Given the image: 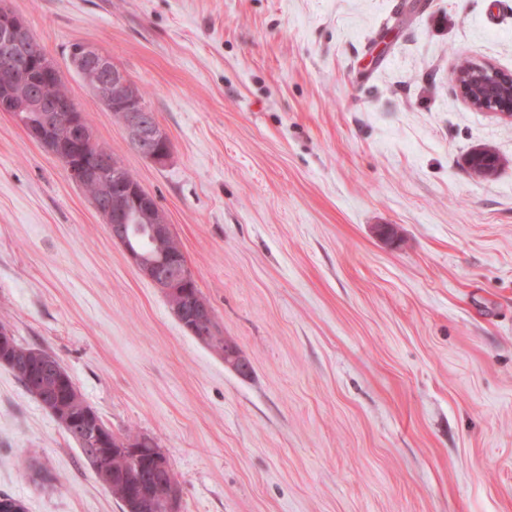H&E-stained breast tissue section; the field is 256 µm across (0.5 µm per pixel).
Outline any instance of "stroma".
I'll return each instance as SVG.
<instances>
[{"instance_id":"35a3bbf8","label":"stroma","mask_w":512,"mask_h":512,"mask_svg":"<svg viewBox=\"0 0 512 512\" xmlns=\"http://www.w3.org/2000/svg\"><path fill=\"white\" fill-rule=\"evenodd\" d=\"M163 210L243 377L141 278L63 164L0 112V323L57 355L181 512H512V121L452 76L512 73V0H0ZM97 47L161 165L69 61ZM503 165L484 179L472 149ZM0 493L123 512L0 365ZM85 58L92 59L95 67V75L88 79L89 88L104 108L110 112L117 110L112 112V115L123 123L132 147L157 164L165 163L172 151L171 140L153 116L145 110L146 105L139 89L133 82H129L128 76L121 69L112 66V59L109 56L97 48L87 46L84 53L75 59L73 66L80 68Z\"/></svg>"}]
</instances>
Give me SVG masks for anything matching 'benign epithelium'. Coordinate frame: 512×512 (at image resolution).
Masks as SVG:
<instances>
[{"label": "benign epithelium", "instance_id": "7a95c632", "mask_svg": "<svg viewBox=\"0 0 512 512\" xmlns=\"http://www.w3.org/2000/svg\"><path fill=\"white\" fill-rule=\"evenodd\" d=\"M27 32V23L21 17L0 13V64L6 70L23 72V78L0 86V112L9 113L39 145L44 143L49 131H56L51 154L66 165L74 181L97 185L98 192L91 201L105 219L112 239L120 243L126 225L141 217L149 206V192L136 184L113 186L112 174L120 168V163L111 155L99 154L83 114L74 108L70 98L57 94L59 69L56 63L39 49L31 53L20 51ZM86 58L92 59L95 67V75L88 79L89 88L104 108L121 112L132 147L157 164L165 163L172 151L171 140L130 94L128 76L112 65L109 56L91 46L75 59L73 66L80 67ZM452 81L473 109L512 119V103L498 105L501 99L512 98V76L493 63L474 62L467 71L455 72ZM149 230L159 250L150 257L128 248L126 253L131 263L154 287L165 294L175 292L188 304L186 309L175 308L173 314L190 335L213 340L216 351L232 369L249 370L247 357L234 341L223 335L211 306L201 300L196 291V278L182 262L180 254L163 248L171 237L170 225L154 223ZM63 424L69 433L85 438L96 447L105 442L103 431L89 420L67 414ZM110 454H133L140 458L133 477L115 473L102 453L96 460V478L102 485L110 486L117 478L126 483L127 512H146L154 507L148 491L154 483L166 487L163 512H180V485L172 475L167 457L155 448L151 439L143 436L117 439L112 443Z\"/></svg>", "mask_w": 512, "mask_h": 512}]
</instances>
